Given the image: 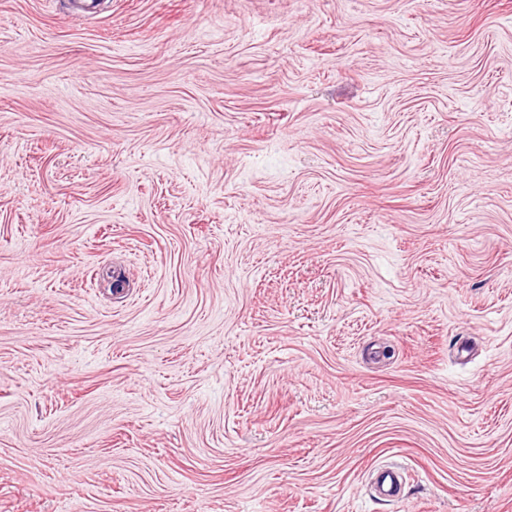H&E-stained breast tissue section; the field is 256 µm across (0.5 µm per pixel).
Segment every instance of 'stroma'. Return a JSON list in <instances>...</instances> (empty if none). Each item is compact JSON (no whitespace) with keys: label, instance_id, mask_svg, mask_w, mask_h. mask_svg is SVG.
<instances>
[{"label":"stroma","instance_id":"35a3bbf8","mask_svg":"<svg viewBox=\"0 0 512 512\" xmlns=\"http://www.w3.org/2000/svg\"><path fill=\"white\" fill-rule=\"evenodd\" d=\"M0 512H512V0H0ZM401 476V471L394 467L386 466L381 468L378 471L376 481L378 493L389 498L397 497L402 486Z\"/></svg>","mask_w":512,"mask_h":512}]
</instances>
